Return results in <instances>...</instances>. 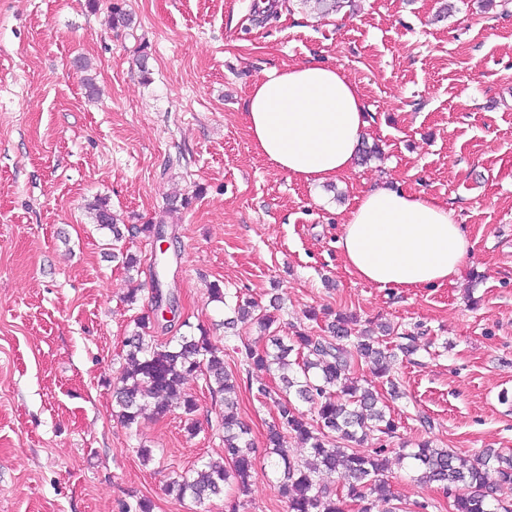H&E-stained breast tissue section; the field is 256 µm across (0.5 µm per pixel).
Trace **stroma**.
<instances>
[{
    "label": "stroma",
    "instance_id": "35a3bbf8",
    "mask_svg": "<svg viewBox=\"0 0 512 512\" xmlns=\"http://www.w3.org/2000/svg\"><path fill=\"white\" fill-rule=\"evenodd\" d=\"M0 0V512H230L232 497L196 504L171 478L223 454L220 399L202 378L189 433L182 408L115 416L124 341L150 304L153 277L172 294L165 341L205 329L238 375V412L256 448L275 419L235 348L256 325L224 327L210 289L268 306L276 333L321 335L315 308L391 325L400 395L375 380L398 429L362 446L389 450L387 479L402 512L439 490L411 479L395 453L430 440L475 456L512 454V0H351L320 16L279 0ZM131 14L110 28L112 8ZM90 60L77 71L76 57ZM315 60L341 67L368 107L366 139L380 153L340 180L309 185L272 167L243 119L250 85L267 71ZM100 93L88 97L85 76ZM386 180L445 200L472 244L459 278L407 291L356 278L336 242L360 191ZM107 198L132 226L112 258V234L88 205ZM148 224L167 227L154 265ZM135 304H127L130 292ZM419 350L399 354L401 337ZM431 428H422L418 414ZM152 451L142 461L139 449ZM239 512H288L276 476L257 457Z\"/></svg>",
    "mask_w": 512,
    "mask_h": 512
}]
</instances>
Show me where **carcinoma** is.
<instances>
[{
  "mask_svg": "<svg viewBox=\"0 0 512 512\" xmlns=\"http://www.w3.org/2000/svg\"><path fill=\"white\" fill-rule=\"evenodd\" d=\"M88 209L94 223L112 232L113 240L122 239L123 232L107 199L94 198ZM233 311L238 319L256 323L263 333L275 323L274 317L263 312L255 301L238 298ZM353 322V318L339 314L327 325L325 336L299 333L288 341L272 335L262 347L244 342L239 349L245 364L266 370H288L293 353L301 359L295 374L282 375V387L259 390L276 408L277 422L269 429L266 448L270 466L280 474L288 512H345L350 501L357 512H378L379 502L391 500L392 493L384 480L388 470L386 448L364 454L357 446L375 431L394 434L397 425L377 407L374 392L350 376L357 356L372 360L375 376H389L390 367L379 341L365 331L355 333ZM149 323L150 316H142L139 330L126 340L118 419L130 427L148 404H153L154 414L164 415L174 400L191 415L197 403L184 385L190 376L203 377L213 396L224 400V458L221 462L201 463L168 485V490L197 503L223 491L247 492L256 449L246 438L247 428L230 398L237 379L224 368L223 351L211 343L204 330L198 336H175L159 342L143 332ZM297 399L313 405L315 419L305 418L295 405ZM290 434L309 449L310 460L298 462L290 457ZM398 461L414 472L415 482L435 484L448 492L453 512H512V500L496 496L498 489L512 487V457L489 450L470 458L423 441L414 448L398 449ZM322 472L340 474L342 488L332 493L322 486Z\"/></svg>",
  "mask_w": 512,
  "mask_h": 512,
  "instance_id": "1",
  "label": "carcinoma"
}]
</instances>
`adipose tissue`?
<instances>
[{"mask_svg":"<svg viewBox=\"0 0 512 512\" xmlns=\"http://www.w3.org/2000/svg\"><path fill=\"white\" fill-rule=\"evenodd\" d=\"M366 109L340 69L307 62L255 82L244 119L256 151L272 165L305 183L324 184L352 169L369 126ZM337 246L358 278L404 289L453 281L471 249L446 201L390 183L355 197Z\"/></svg>","mask_w":512,"mask_h":512,"instance_id":"ef3b65f1","label":"adipose tissue"}]
</instances>
